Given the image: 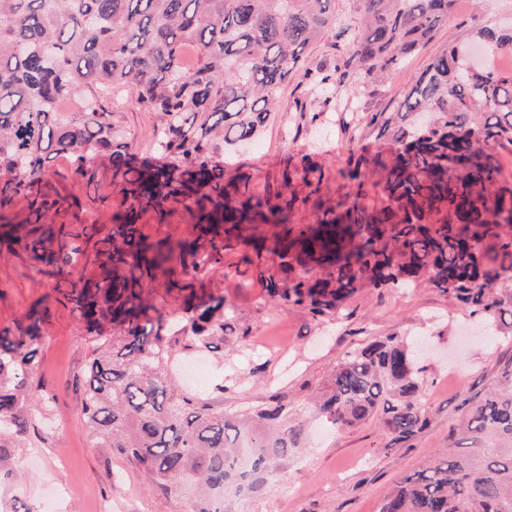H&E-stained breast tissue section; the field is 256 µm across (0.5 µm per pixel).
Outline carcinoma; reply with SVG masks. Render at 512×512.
I'll return each instance as SVG.
<instances>
[{"label": "carcinoma", "instance_id": "obj_1", "mask_svg": "<svg viewBox=\"0 0 512 512\" xmlns=\"http://www.w3.org/2000/svg\"><path fill=\"white\" fill-rule=\"evenodd\" d=\"M347 2L359 27L344 66L382 81L448 23L456 0ZM336 23V0H0V224L12 226L7 244L37 233L34 259L70 264L72 234L43 228L56 205L43 190L47 162L70 157L90 184L97 152L110 153L112 180L130 204L101 240L106 248L96 249L100 278L75 281L68 293L91 344L82 413L154 480L196 485L201 512H224V491L244 488L270 458L288 456L303 427L279 401L241 419L180 390L172 375L180 351L216 349L231 338L221 301L191 292L176 322L152 303L144 283L157 279L174 251L195 269L217 263L219 227L229 236L260 215L282 227L273 248L281 276L258 271L274 300L315 317L337 315L360 288L426 283L483 315L493 332L512 330V288L505 287L512 281V178L494 154L495 146L512 145V70L472 75L455 45L435 57L383 121L392 152L380 171L381 201L372 206L362 203V155L340 171L355 187L350 205L292 225L293 201L265 215L268 198L232 186L224 165L212 161V139L256 137L280 108L288 76H310L305 48ZM472 37L512 52V28L484 26ZM342 67L311 82L326 105L343 91ZM129 83L161 115L154 146L162 161L114 146L112 112L92 89ZM74 97L83 107L61 111ZM18 195L27 202L23 222L1 213ZM186 201L195 206L199 237H209V253L196 240L149 243L138 227L141 210L162 217L166 204ZM265 241L252 235L243 243L259 258ZM253 257L241 261L253 265ZM105 321L112 335H94ZM36 338L34 322L22 336L0 335V430L23 433L31 411L48 408L45 397L32 395ZM421 372L407 338L387 336L334 366L316 409L336 429L378 419L389 451L430 425ZM463 405L453 446L403 476L379 512H512V363Z\"/></svg>", "mask_w": 512, "mask_h": 512}]
</instances>
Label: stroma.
<instances>
[{
    "mask_svg": "<svg viewBox=\"0 0 512 512\" xmlns=\"http://www.w3.org/2000/svg\"><path fill=\"white\" fill-rule=\"evenodd\" d=\"M341 17L336 29L310 45L307 67L333 69L343 61L358 27L347 0H336ZM512 23V0H467L456 9L435 38L426 43L387 79L366 81L348 71L351 104L357 109V130L346 138L335 106L323 105L302 75L289 76L282 89L285 111L272 114L260 127L257 141L215 158L230 157V176L247 182L256 194L272 192V204L295 203L291 223H314L316 201L336 207L352 187L340 175L350 156L370 160L365 186L368 202L380 198L376 187L377 159L387 158V139L373 115L390 113L416 76L465 30ZM105 106L119 134L140 156L153 155L158 113L141 105L133 87H126ZM320 170L318 194L303 180L304 168ZM47 192L57 201L56 224L95 238L112 232L116 215L128 203L112 180L108 156L95 162L92 184L80 182L68 157L50 163ZM166 215L145 210L138 221L149 241L171 243L195 239L194 218L173 202ZM242 247L224 249L219 263L197 271L169 262V279L193 284L205 299L223 301L234 317L240 342L196 358L184 351L187 364L203 361L205 370L191 389L223 403L225 412L248 413L278 399L304 425L303 446L285 458L271 459L266 471L252 478L244 492H227L224 512H379L389 489L404 475L426 466L451 442L449 431L462 414L468 395L488 387L505 362L512 360V342L487 335L479 316L430 285L405 290L360 289L348 300L341 319L320 322L303 308L269 299L252 266L240 263ZM90 257L56 271L34 260L23 247L0 249V333L21 335L36 324L35 379L49 400L45 413L33 414L21 437L0 435L9 448L10 477L0 480V512L11 497L33 512H199L198 499L188 491L158 484L120 449L110 447L88 428L81 412L84 372L90 343L73 304L62 291L70 282L99 277ZM420 340L432 353L426 359L423 403L430 426L392 453L380 451L382 428L370 420L335 430L316 414L308 400L322 389L330 370L348 351L385 336Z\"/></svg>",
    "mask_w": 512,
    "mask_h": 512,
    "instance_id": "obj_1",
    "label": "stroma"
}]
</instances>
